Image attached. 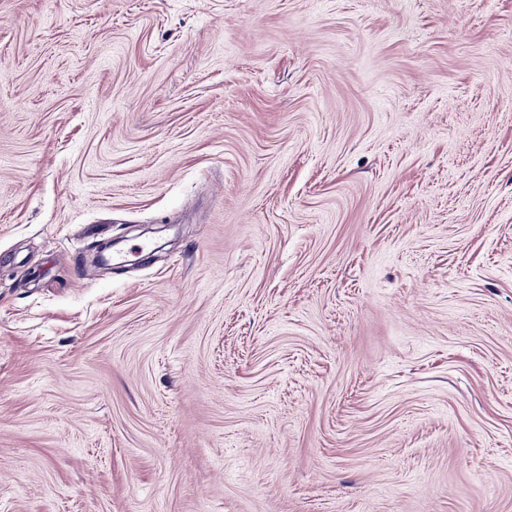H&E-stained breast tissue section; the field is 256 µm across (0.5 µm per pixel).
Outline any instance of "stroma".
I'll list each match as a JSON object with an SVG mask.
<instances>
[{"label":"stroma","mask_w":512,"mask_h":512,"mask_svg":"<svg viewBox=\"0 0 512 512\" xmlns=\"http://www.w3.org/2000/svg\"><path fill=\"white\" fill-rule=\"evenodd\" d=\"M0 512H512V0H0Z\"/></svg>","instance_id":"35a3bbf8"}]
</instances>
